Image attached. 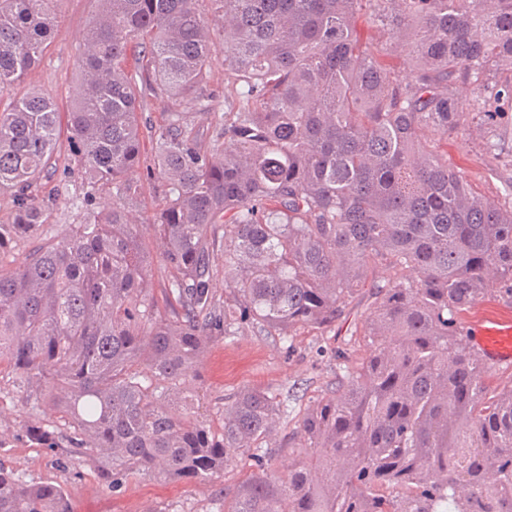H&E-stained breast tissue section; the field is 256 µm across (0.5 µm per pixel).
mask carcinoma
Wrapping results in <instances>:
<instances>
[{
    "label": "carcinoma",
    "instance_id": "obj_1",
    "mask_svg": "<svg viewBox=\"0 0 512 512\" xmlns=\"http://www.w3.org/2000/svg\"><path fill=\"white\" fill-rule=\"evenodd\" d=\"M61 2L0 0V89L54 41ZM367 8L409 57L405 81L360 45ZM217 47L232 104L172 113L144 159L143 103L210 100ZM78 63L62 174L82 181L83 223L48 224L53 98L31 88L0 111V193L14 207L0 220V380L59 414L69 461L115 487L207 480L245 455L252 470L224 512H512V389L487 391V360L457 321L491 292L512 297V183L480 198L440 151L475 123L512 167V79L496 78L512 73V0H99ZM147 188L160 203L136 224ZM37 230L38 247L3 260ZM377 267L392 277L374 283ZM363 290L351 335L365 349L338 355L336 390L288 432V472L267 447L280 414L268 390L224 398L218 431L185 411L216 337L337 333ZM22 432L55 448V424ZM0 512L70 509L60 483L0 465Z\"/></svg>",
    "mask_w": 512,
    "mask_h": 512
}]
</instances>
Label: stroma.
I'll return each mask as SVG.
<instances>
[{
	"mask_svg": "<svg viewBox=\"0 0 512 512\" xmlns=\"http://www.w3.org/2000/svg\"><path fill=\"white\" fill-rule=\"evenodd\" d=\"M97 9L98 0H65L54 42L25 79L26 85L53 97L60 111H70L76 98L80 83L77 57ZM445 151L449 165L466 172L480 197L497 198L512 182V168L499 165L486 154L478 126H471L465 138H449ZM45 188L55 196L50 223L61 228L83 221V213L72 204L82 192L79 178L62 186L52 176ZM343 344L340 336L304 333L295 337L288 349L277 338L250 331L218 340L198 367L199 401L194 409L215 421L221 416L225 395L246 387L265 388L288 409L287 417L277 422L271 435L272 444L280 445L310 401L335 388L336 349ZM29 416V409L13 398L12 381H0V432L10 436L0 448V459L25 481L63 485L72 512H224L225 491L234 488L249 469V459L238 457L226 462L223 474L206 481L138 475L124 478L117 488L109 489L99 480L96 467L75 466L63 456L31 447L22 433Z\"/></svg>",
	"mask_w": 512,
	"mask_h": 512,
	"instance_id": "obj_1",
	"label": "stroma"
}]
</instances>
